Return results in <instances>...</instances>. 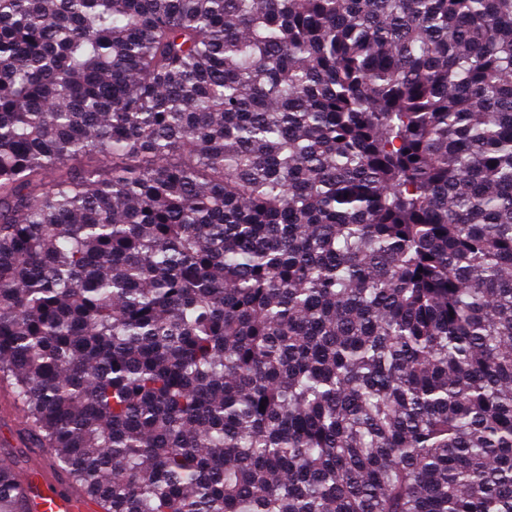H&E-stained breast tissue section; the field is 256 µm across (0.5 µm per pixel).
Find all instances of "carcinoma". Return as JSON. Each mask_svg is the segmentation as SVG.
<instances>
[{
  "label": "carcinoma",
  "mask_w": 512,
  "mask_h": 512,
  "mask_svg": "<svg viewBox=\"0 0 512 512\" xmlns=\"http://www.w3.org/2000/svg\"><path fill=\"white\" fill-rule=\"evenodd\" d=\"M0 380L101 512H512V0H0Z\"/></svg>",
  "instance_id": "1"
}]
</instances>
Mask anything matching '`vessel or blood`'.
<instances>
[{
  "instance_id": "b4317fda",
  "label": "vessel or blood",
  "mask_w": 512,
  "mask_h": 512,
  "mask_svg": "<svg viewBox=\"0 0 512 512\" xmlns=\"http://www.w3.org/2000/svg\"><path fill=\"white\" fill-rule=\"evenodd\" d=\"M15 479L28 491V512H99V503L56 469L21 465Z\"/></svg>"
}]
</instances>
